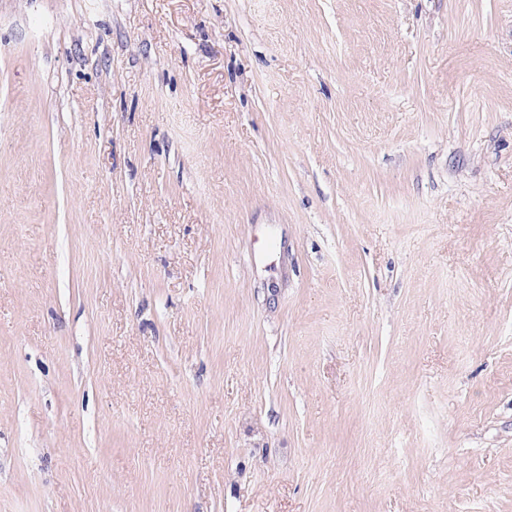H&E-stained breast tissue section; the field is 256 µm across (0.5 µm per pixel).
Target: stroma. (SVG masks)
<instances>
[{
  "mask_svg": "<svg viewBox=\"0 0 512 512\" xmlns=\"http://www.w3.org/2000/svg\"><path fill=\"white\" fill-rule=\"evenodd\" d=\"M0 512H512V0H0Z\"/></svg>",
  "mask_w": 512,
  "mask_h": 512,
  "instance_id": "stroma-1",
  "label": "stroma"
}]
</instances>
